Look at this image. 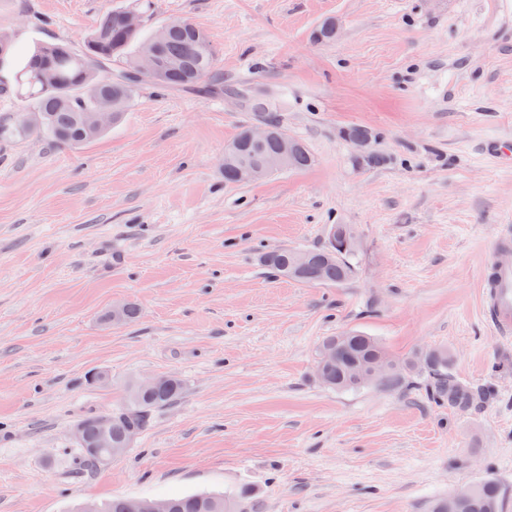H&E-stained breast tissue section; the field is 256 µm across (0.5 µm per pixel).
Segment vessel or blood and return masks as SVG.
I'll use <instances>...</instances> for the list:
<instances>
[{
  "instance_id": "obj_1",
  "label": "vessel or blood",
  "mask_w": 512,
  "mask_h": 512,
  "mask_svg": "<svg viewBox=\"0 0 512 512\" xmlns=\"http://www.w3.org/2000/svg\"><path fill=\"white\" fill-rule=\"evenodd\" d=\"M512 224L496 225L490 239V257L481 272L483 316L495 337L512 341Z\"/></svg>"
}]
</instances>
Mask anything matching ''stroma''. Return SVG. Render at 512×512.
I'll return each mask as SVG.
<instances>
[{"label":"stroma","mask_w":512,"mask_h":512,"mask_svg":"<svg viewBox=\"0 0 512 512\" xmlns=\"http://www.w3.org/2000/svg\"><path fill=\"white\" fill-rule=\"evenodd\" d=\"M133 0H0L15 52L81 46ZM150 25L204 29L225 84L276 105L313 155L231 185L225 147L260 125L230 95L141 85L125 120L80 148L0 141V512H71L115 497L247 494L244 512H431L484 480L512 512V341L480 310L495 225L512 224V0H152ZM335 19L328 44L311 35ZM378 134L359 164L343 129ZM353 225L356 272L307 285L263 253L326 246ZM139 318L106 323L113 306ZM356 330L395 356L431 349L492 400L460 415L424 389L337 391L323 337ZM105 372L108 383L94 382ZM184 390L127 452L79 469L76 423L131 382Z\"/></svg>","instance_id":"1"}]
</instances>
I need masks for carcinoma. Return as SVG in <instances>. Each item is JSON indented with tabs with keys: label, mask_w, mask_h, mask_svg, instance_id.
<instances>
[{
	"label": "carcinoma",
	"mask_w": 512,
	"mask_h": 512,
	"mask_svg": "<svg viewBox=\"0 0 512 512\" xmlns=\"http://www.w3.org/2000/svg\"><path fill=\"white\" fill-rule=\"evenodd\" d=\"M123 9L106 12L96 28L79 48L65 40L41 43L14 75L12 89L25 105L24 111L35 122L36 133L60 144L84 145L105 133L93 130L88 117L93 112L108 110L114 122L122 120L140 83L130 80L124 84L112 83V74L132 70L139 55L157 48L160 58L172 64L158 88H200L212 96L224 95V82L215 77L217 56L208 33L194 23L183 20L168 27L162 40L157 30H130L124 22ZM336 21H323L312 33L317 44L336 39ZM50 70L56 85L43 87L39 75ZM244 107L260 112L265 124L277 131L280 126L269 116L274 107L269 100L249 92L240 94ZM31 131L16 121L0 124V139L23 138ZM240 158L262 163L278 151V142L271 138L260 144L248 139L242 131L228 146ZM329 230L342 234L341 239L329 235L325 248L307 250L305 265L296 268L295 252L284 248L261 257L262 265L279 274L304 284L338 285L354 274L352 259L356 247L350 240L357 239L350 224H332ZM326 351L335 353V359L322 364L320 381L338 390L359 389L364 383L354 380L356 369L368 368L379 360L387 362V371L374 382L386 390H399L415 381L424 383L428 397L437 405L465 413L487 403L494 395L488 387H474L461 383L448 368V354L430 350L422 356L397 358L390 355L374 338L359 332H346L324 338L317 347L316 356ZM184 384L173 378L150 391L135 384L129 387L127 400L112 410V442L120 443L133 429L145 431L156 410L176 402ZM500 491L492 480H484L468 489L460 512H498ZM168 512H239L241 501L226 495L196 494L164 499Z\"/></svg>",
	"instance_id": "obj_1"
}]
</instances>
